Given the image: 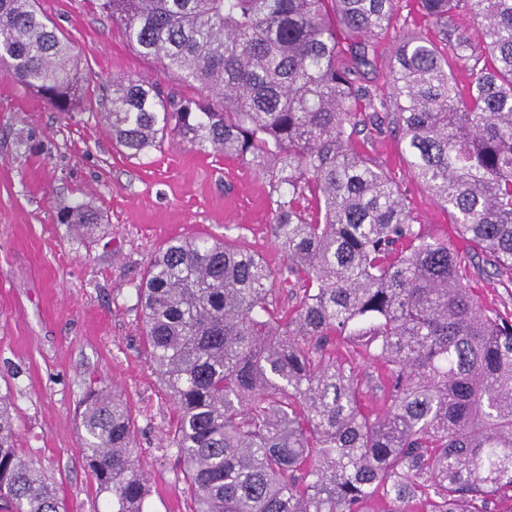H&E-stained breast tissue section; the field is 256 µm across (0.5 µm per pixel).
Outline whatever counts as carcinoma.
Returning <instances> with one entry per match:
<instances>
[{
	"mask_svg": "<svg viewBox=\"0 0 512 512\" xmlns=\"http://www.w3.org/2000/svg\"><path fill=\"white\" fill-rule=\"evenodd\" d=\"M438 32L399 42L392 96L363 82L396 0H97L176 85L116 78L112 141L127 157L168 138L267 175L274 272L224 240L176 239L135 285L143 352L175 404L169 445L190 512H496L512 501V315L483 306L467 261L512 284V0H417ZM480 23L474 43L455 17ZM58 112L85 94L68 38L37 0H0V66ZM469 82L459 85L455 71ZM401 133L413 177L465 243L415 224L358 137ZM307 205H302V202ZM58 223L80 237L98 213ZM299 291L278 307L275 285ZM382 369L365 402L356 358ZM83 458L106 512H146L148 479L119 393L82 401ZM0 391V512H59L17 446Z\"/></svg>",
	"mask_w": 512,
	"mask_h": 512,
	"instance_id": "1",
	"label": "carcinoma"
}]
</instances>
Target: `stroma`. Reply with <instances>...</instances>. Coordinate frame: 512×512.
Segmentation results:
<instances>
[{
  "label": "stroma",
  "instance_id": "35a3bbf8",
  "mask_svg": "<svg viewBox=\"0 0 512 512\" xmlns=\"http://www.w3.org/2000/svg\"><path fill=\"white\" fill-rule=\"evenodd\" d=\"M39 7L72 40L92 85L155 76L153 60L91 0H39ZM407 30L435 35L416 0H398L392 27L375 41L371 81L381 95L391 93V50ZM359 149L401 187L418 223L456 243L397 133L372 135ZM79 200L100 215L82 241L57 221ZM270 221L268 183L251 165L175 140L126 157L97 105L55 111L0 67V389L14 397L22 454L57 485L65 512L105 510L81 453L78 406L92 386L130 403L148 512H189L178 457L166 448L175 405L143 352L135 286L159 248L199 234L227 238L280 269L286 257ZM469 284L485 307L512 312V288L489 266L470 268Z\"/></svg>",
  "mask_w": 512,
  "mask_h": 512
}]
</instances>
